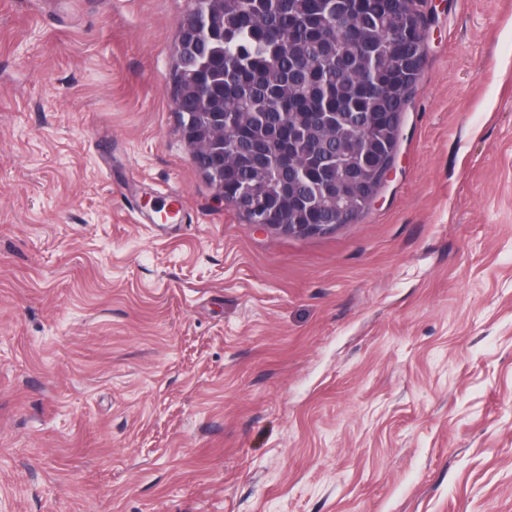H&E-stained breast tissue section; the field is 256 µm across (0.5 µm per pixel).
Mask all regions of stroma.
I'll return each mask as SVG.
<instances>
[{"label":"stroma","instance_id":"obj_1","mask_svg":"<svg viewBox=\"0 0 512 512\" xmlns=\"http://www.w3.org/2000/svg\"><path fill=\"white\" fill-rule=\"evenodd\" d=\"M193 0H0V512H512V0H423L354 221L249 224Z\"/></svg>","mask_w":512,"mask_h":512}]
</instances>
